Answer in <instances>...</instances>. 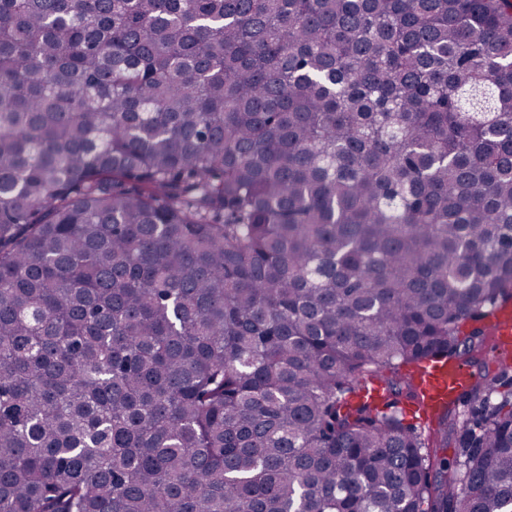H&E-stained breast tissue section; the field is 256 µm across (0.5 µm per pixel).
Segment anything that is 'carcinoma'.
<instances>
[{
  "mask_svg": "<svg viewBox=\"0 0 512 512\" xmlns=\"http://www.w3.org/2000/svg\"><path fill=\"white\" fill-rule=\"evenodd\" d=\"M507 295L512 0H0V512H512ZM487 319V328L493 337V343L490 347L489 339L486 337L478 361L494 368V364L483 361V357L489 351V348H491L492 353L491 359L494 361L498 362L502 357L510 355L512 351V306L509 303L498 306L496 311ZM472 378L471 371L455 361L434 363L417 381L423 407L428 410L461 398L467 394Z\"/></svg>",
  "mask_w": 512,
  "mask_h": 512,
  "instance_id": "1",
  "label": "carcinoma"
}]
</instances>
